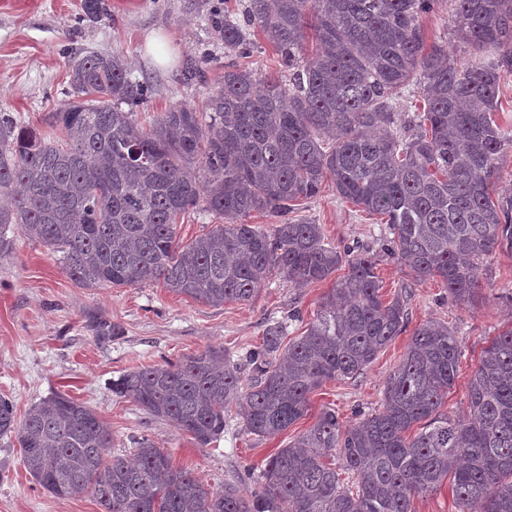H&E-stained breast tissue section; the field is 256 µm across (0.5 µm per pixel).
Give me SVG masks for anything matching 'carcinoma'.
<instances>
[{
    "label": "carcinoma",
    "instance_id": "carcinoma-1",
    "mask_svg": "<svg viewBox=\"0 0 512 512\" xmlns=\"http://www.w3.org/2000/svg\"><path fill=\"white\" fill-rule=\"evenodd\" d=\"M441 0H249L243 19L224 6L215 25L236 61L201 108L175 104L142 125L152 96L122 56L71 57L73 100L47 117L50 132L0 112V253L14 225L60 254L77 285L137 286L209 306L248 302L275 272L298 286L347 272L322 297L302 335L283 345L268 325L249 373L210 347L176 363L134 368L112 392L173 422L200 446L224 433L233 404L247 433L276 437L309 409L328 380L355 379L405 329L408 293L386 301L379 256L352 255L322 227L290 217L329 180L336 196L382 215L383 254L419 282L440 279L474 306L484 260L512 244V193L495 177L512 156L496 121L512 75V0H454L462 60L428 44L420 19ZM89 19L103 0H83ZM260 33L288 79L239 60ZM420 111H395L403 94ZM190 211L224 219L184 243ZM254 212L278 223H245ZM461 348L448 324L416 328L389 374L383 410L341 426L322 410L261 473V491L213 490L145 436L134 459L109 452L112 434L63 393L17 421L0 397V437L15 436L32 479L58 498L88 493L102 512H414L444 481L458 512H512V326L493 337L468 382V412H439ZM340 463H335V460Z\"/></svg>",
    "mask_w": 512,
    "mask_h": 512
}]
</instances>
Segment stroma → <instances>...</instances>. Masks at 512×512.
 I'll return each instance as SVG.
<instances>
[{
    "label": "stroma",
    "instance_id": "35a3bbf8",
    "mask_svg": "<svg viewBox=\"0 0 512 512\" xmlns=\"http://www.w3.org/2000/svg\"><path fill=\"white\" fill-rule=\"evenodd\" d=\"M82 0H0V112L45 127L48 113L72 99L69 52L120 53L134 77L153 88L145 113L174 104L201 106L224 74L228 57L211 24L218 0H106L108 13L84 18ZM156 35L170 46L171 61L156 64L145 39ZM198 64L203 82L184 84L185 67ZM296 217L321 225L336 247L378 253L389 235L379 216L337 198L325 187L301 201ZM377 273L385 299L411 291L406 332L376 355L364 374L331 381L309 396L305 417L272 439L244 431L226 412L224 433L208 446L171 422L154 418L134 403L113 395L112 383L129 369L174 362L209 346L223 347L233 362L259 347L268 323L285 322L289 336L301 335L331 281L297 287L276 274L248 303L208 306L168 292L159 283L83 288L71 281L57 254L14 233L13 248L0 256V396L17 415L39 400L63 393L89 406L112 433V453H132L135 438L148 436L174 465L190 467L214 490L236 484L243 496L258 488L255 474L267 458L286 447L316 420L322 408L335 410L341 425L382 408L385 381L401 359L412 329L429 320L456 330L462 356L454 387L441 411L463 413L467 383L479 355L493 336L512 326V248L502 247L486 261L482 303L474 309L455 302L441 281L417 282L395 259L382 256ZM99 318L119 329L97 341L89 328ZM0 512H102L88 494L60 499L42 489L26 470L16 439H0Z\"/></svg>",
    "mask_w": 512,
    "mask_h": 512
}]
</instances>
